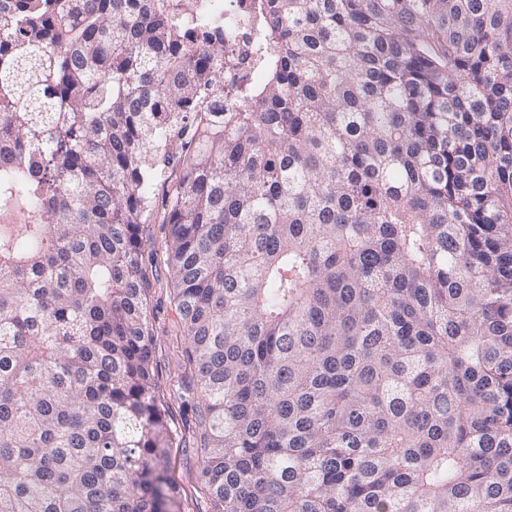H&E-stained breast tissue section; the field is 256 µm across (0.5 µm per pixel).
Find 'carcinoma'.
I'll return each mask as SVG.
<instances>
[{
  "instance_id": "1",
  "label": "carcinoma",
  "mask_w": 512,
  "mask_h": 512,
  "mask_svg": "<svg viewBox=\"0 0 512 512\" xmlns=\"http://www.w3.org/2000/svg\"><path fill=\"white\" fill-rule=\"evenodd\" d=\"M253 7L0 0V512L180 497L157 213L211 512H512V0ZM224 22V111L246 95L259 77L256 57L258 13L249 0H189ZM146 224L143 232V250L147 266L149 287L146 299L151 312V329L156 343L155 380L161 394L169 401L172 411L170 427L177 430L180 444L168 449L169 476L180 487L181 498L173 505V512H210L211 501L203 489L200 478L202 457L196 447L195 420L190 412L181 410L180 404L169 400V393L184 373H190L183 356L185 337L179 312L173 299L171 269L162 255L168 241V226L157 219ZM151 253L157 261L151 264ZM179 447V448H176ZM186 447V448H185Z\"/></svg>"
}]
</instances>
